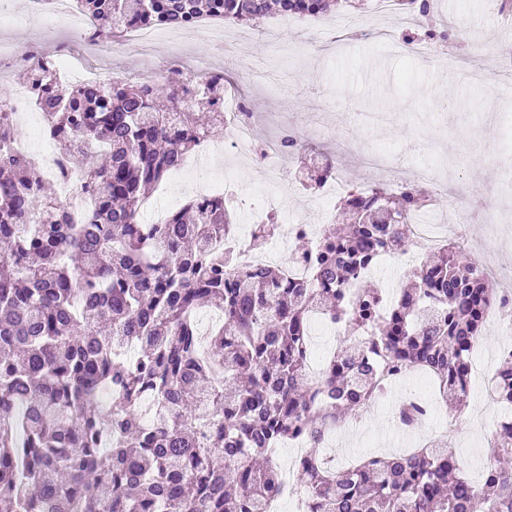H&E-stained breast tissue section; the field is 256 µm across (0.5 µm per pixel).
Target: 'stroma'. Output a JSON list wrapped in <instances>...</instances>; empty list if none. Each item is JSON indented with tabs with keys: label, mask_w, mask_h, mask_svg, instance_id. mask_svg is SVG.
<instances>
[{
	"label": "stroma",
	"mask_w": 512,
	"mask_h": 512,
	"mask_svg": "<svg viewBox=\"0 0 512 512\" xmlns=\"http://www.w3.org/2000/svg\"><path fill=\"white\" fill-rule=\"evenodd\" d=\"M439 2L430 23L447 37L439 43L436 61L417 57L408 39L423 37L424 31L411 21H402L400 30L387 40L369 41L350 32L334 43L324 16H278L235 26V33L246 35L247 41L230 68L203 34L190 35L180 45L179 63L169 61L167 46H159L150 60L109 39L88 50L87 59L107 83L160 80L174 72L185 77L192 61L226 68L242 89L258 140L296 128L299 141L309 150L306 166L314 164L313 151L327 149L342 164L350 189L385 187L395 176L408 181L418 167H430L466 192L462 217L467 224L481 226L489 208H499L493 247L475 241L465 252L479 265L512 270V200H496L493 192L499 166L512 157V84H499L488 94L474 79L487 57L512 58V25L487 0ZM262 57L281 69L282 82L249 81L251 62ZM371 154L384 155L389 171L371 166ZM256 168L255 162L223 152L212 154L207 163L209 172H231L228 190L241 194L252 189ZM322 196V191L291 179L288 210L278 214L279 224L325 228L329 211L338 210L339 204H324ZM428 252V247L412 246L407 255L388 258L371 284L401 288ZM481 402L475 391L465 415H457L446 404L440 407L446 438L463 473L474 481L487 461L486 455L470 452L479 432L476 408Z\"/></svg>",
	"instance_id": "35a3bbf8"
}]
</instances>
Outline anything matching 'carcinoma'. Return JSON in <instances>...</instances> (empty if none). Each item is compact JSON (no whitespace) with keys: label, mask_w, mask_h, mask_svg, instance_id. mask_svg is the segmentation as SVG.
Masks as SVG:
<instances>
[{"label":"carcinoma","mask_w":512,"mask_h":512,"mask_svg":"<svg viewBox=\"0 0 512 512\" xmlns=\"http://www.w3.org/2000/svg\"><path fill=\"white\" fill-rule=\"evenodd\" d=\"M97 35L130 28L240 24L319 17L355 0H79ZM419 19L430 0H398ZM28 87L59 154L75 135L106 137L85 168L91 205L80 221L49 192L38 163L16 155L0 97V507L3 512H264L280 475L272 449L307 442L301 471L309 512H512V423L489 446L479 485L449 445L369 458L349 468L314 452L326 424L374 403L399 369H421L458 410L467 404L470 352L500 293L449 242L387 298L363 288L367 270L402 254L408 218L429 193L350 192L343 227L283 268L245 267L224 247L233 230L224 199L189 201L158 224L142 201L224 126V78L203 84L54 81L28 67ZM279 230L256 225L260 248ZM217 317L200 341L196 315ZM345 336L322 372L307 373L312 317ZM512 404V355L496 370ZM110 393L107 411L97 407ZM152 405L153 422L139 412Z\"/></svg>","instance_id":"carcinoma-1"}]
</instances>
